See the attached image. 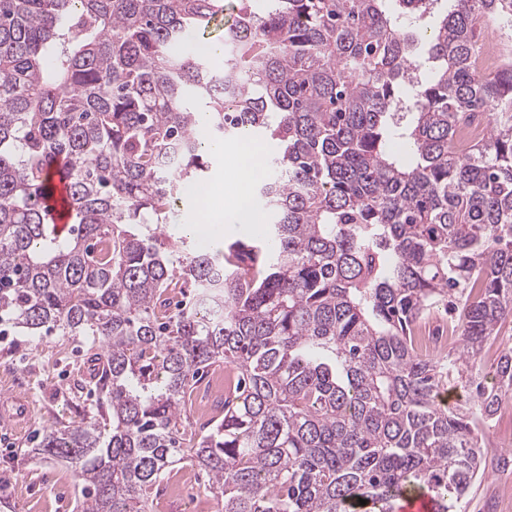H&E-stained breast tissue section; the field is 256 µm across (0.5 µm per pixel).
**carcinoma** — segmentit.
Segmentation results:
<instances>
[{"label": "carcinoma", "mask_w": 512, "mask_h": 512, "mask_svg": "<svg viewBox=\"0 0 512 512\" xmlns=\"http://www.w3.org/2000/svg\"><path fill=\"white\" fill-rule=\"evenodd\" d=\"M232 11L217 69L215 45L176 47L222 0H0V325L96 346L76 384L95 410L22 456L68 464L83 512H156L185 459L218 512H396L410 493L461 512L512 397V348L481 372L512 321V68L475 62L477 25L512 0ZM203 115L215 139L277 147L262 242L190 249L163 228L207 178ZM54 170L65 235L40 200ZM441 308L462 345L423 354L415 326ZM215 365L224 398L197 425ZM453 382L476 397L440 403Z\"/></svg>", "instance_id": "cac0c4a2"}]
</instances>
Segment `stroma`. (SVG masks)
<instances>
[{
	"label": "stroma",
	"mask_w": 512,
	"mask_h": 512,
	"mask_svg": "<svg viewBox=\"0 0 512 512\" xmlns=\"http://www.w3.org/2000/svg\"><path fill=\"white\" fill-rule=\"evenodd\" d=\"M87 349L84 340L62 336L0 337V391L25 394L32 411L20 434L0 430V486L20 512H75L79 486L67 465L24 461L20 453L35 445L45 427L91 411L89 395L74 390ZM485 451L495 464L469 490L465 512H502L503 495L512 489V446L498 429H490Z\"/></svg>",
	"instance_id": "stroma-1"
}]
</instances>
